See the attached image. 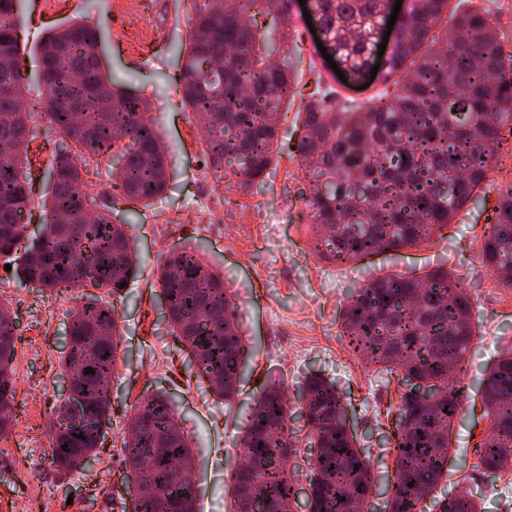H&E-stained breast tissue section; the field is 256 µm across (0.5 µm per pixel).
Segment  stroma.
Wrapping results in <instances>:
<instances>
[{
  "label": "stroma",
  "instance_id": "obj_1",
  "mask_svg": "<svg viewBox=\"0 0 512 512\" xmlns=\"http://www.w3.org/2000/svg\"><path fill=\"white\" fill-rule=\"evenodd\" d=\"M192 13L191 0L22 2L19 65L30 97L41 93L34 51L38 42L51 29L73 21L98 26L101 67L149 103L168 147L173 177L165 194L147 202L113 196L106 170L85 177L91 213L108 211L114 221L127 223L140 273L122 293H98L120 317L122 339L105 438L83 469L58 473L48 448L49 415L62 388L66 331L84 291L40 288L0 265V303L11 308L16 333L13 425L0 434V512H130L122 480L123 440L134 404L155 394L172 401L180 428L192 440L199 512H229L230 471L240 457L237 440L253 395L270 376L296 395L306 376L315 373L336 381L345 394L352 431L359 446L370 449L381 473L380 493L369 502V512H384L394 448L378 413L388 407L398 385L347 352L339 336L340 315L355 281L397 273L419 276L440 265L461 277L470 291L475 333L462 375L470 397L464 417L451 431L449 477L424 506L432 512L435 500L463 482L477 492L483 512H512V474L492 478L474 468L475 447L489 429L478 389L501 349L512 344V290L493 285L481 258L485 217L502 190L512 185V149L500 151L476 190V203L460 210L448 235L355 264L309 253L308 183L297 156L288 150L301 131L296 108L279 120V151L263 188L226 191L206 167L201 130L188 123L176 81L177 50ZM287 31L300 62L299 82L314 83L316 76L307 65L315 55L314 34L298 14ZM32 148V218L37 221L49 194L47 166L54 145L40 135ZM186 245L198 248L223 273L252 354L250 371L231 407L207 393L189 350L169 331L152 286L161 256Z\"/></svg>",
  "mask_w": 512,
  "mask_h": 512
}]
</instances>
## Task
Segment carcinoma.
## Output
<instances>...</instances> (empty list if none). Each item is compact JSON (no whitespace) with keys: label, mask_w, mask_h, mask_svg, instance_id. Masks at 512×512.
<instances>
[{"label":"carcinoma","mask_w":512,"mask_h":512,"mask_svg":"<svg viewBox=\"0 0 512 512\" xmlns=\"http://www.w3.org/2000/svg\"><path fill=\"white\" fill-rule=\"evenodd\" d=\"M230 9L194 7L191 32L179 51L181 98L204 130L205 160L216 180L247 189L264 183L278 142V121L299 99L304 115L295 146L310 185L305 206L317 254L351 263L374 253L419 245L441 234L499 154L512 129V61L484 9L448 10L449 0H407L396 23L383 82L368 103L344 98L326 82L305 94L287 59L283 30L293 0H236ZM323 33L352 75L369 64L390 0H313ZM22 0H0V260L41 288H107L137 276L124 225L107 214L88 216L82 172L111 168L116 195L138 201L162 195L170 179L167 149L147 102L119 88L98 56L96 28L74 23L50 31L37 47L44 90L26 99L16 61ZM45 120L56 138L52 180L38 240L26 239L31 214L29 136ZM483 234V269L512 288V188L494 208ZM168 327L192 353L208 390L230 404L246 371L242 325L224 278L181 247L158 267ZM119 318L97 296L71 312L64 371L75 372L76 406H55L50 460L69 473L95 455L112 408L110 380L120 338ZM340 336L348 352L398 377L393 417L396 480L384 512H420L448 476L454 421L463 413L460 381L474 336L471 295L445 270L429 277L368 278L350 289ZM15 329L0 305V433L9 430L16 388ZM93 369L87 374L85 370ZM480 389L490 434L477 445L481 474L512 469V345L502 349ZM306 396L307 433L298 434L283 383L266 380L249 407L240 438L242 461L232 474L230 512H293L297 483L288 469L310 451V512H360L373 494L370 458L357 446L336 385L318 375L299 387ZM66 449H61V446ZM124 485L139 512H198V491L186 469L195 457L162 395L134 407L124 440ZM414 486H409V483ZM437 512H482L464 486L435 502Z\"/></svg>","instance_id":"carcinoma-1"}]
</instances>
